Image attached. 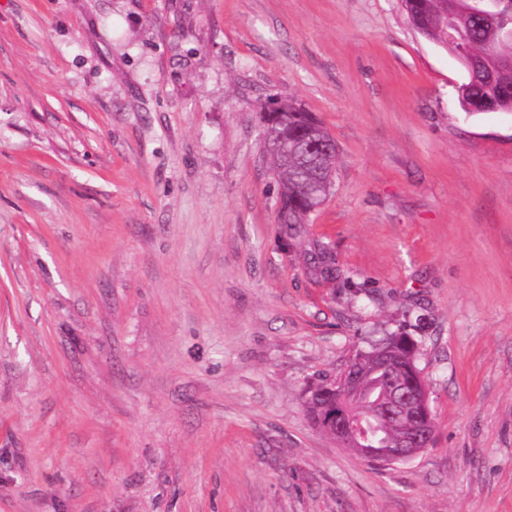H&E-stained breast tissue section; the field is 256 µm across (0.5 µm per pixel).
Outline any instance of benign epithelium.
Returning <instances> with one entry per match:
<instances>
[{
    "label": "benign epithelium",
    "instance_id": "obj_1",
    "mask_svg": "<svg viewBox=\"0 0 512 512\" xmlns=\"http://www.w3.org/2000/svg\"><path fill=\"white\" fill-rule=\"evenodd\" d=\"M453 8L471 15L483 29L485 43L490 45L512 32L505 29L504 19L512 17V0H454ZM461 42L458 62L466 71L482 69L489 80L503 89L512 88V64L497 63L488 55H479L469 38L450 31ZM400 339H387L371 352L377 363L388 366L397 355ZM364 369L362 360H351L338 379L314 392L317 410V428L344 447L355 445V452L365 457H378L388 463L407 461L430 446L434 427L429 417L428 393L420 371H414V388L408 391L400 386L385 384L376 396L361 387ZM364 417L379 422L392 419L404 421L407 430L387 448H367L358 439V423Z\"/></svg>",
    "mask_w": 512,
    "mask_h": 512
}]
</instances>
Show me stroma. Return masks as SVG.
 Returning a JSON list of instances; mask_svg holds the SVG:
<instances>
[{
    "instance_id": "obj_1",
    "label": "stroma",
    "mask_w": 512,
    "mask_h": 512,
    "mask_svg": "<svg viewBox=\"0 0 512 512\" xmlns=\"http://www.w3.org/2000/svg\"><path fill=\"white\" fill-rule=\"evenodd\" d=\"M402 0H0V512H512V112ZM337 145L277 221L261 109ZM417 342L430 447L307 391Z\"/></svg>"
}]
</instances>
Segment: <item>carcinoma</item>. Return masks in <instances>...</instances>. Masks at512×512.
I'll return each mask as SVG.
<instances>
[{
    "label": "carcinoma",
    "instance_id": "1",
    "mask_svg": "<svg viewBox=\"0 0 512 512\" xmlns=\"http://www.w3.org/2000/svg\"><path fill=\"white\" fill-rule=\"evenodd\" d=\"M404 3L417 31L448 48V30L441 25L443 0H404ZM456 95L462 110L475 113L490 101L500 106L512 104V92L501 93L497 86L475 82L467 76L456 86ZM284 103L288 104V111L269 112L267 118L279 139L277 144L268 142L270 167L278 184L277 216L279 223L288 228L307 223L314 204L327 198L332 183H324L327 179L324 169L335 167L336 144L322 124L292 98H284ZM367 354L366 350L360 352L366 366L363 385L372 391L376 388L375 372L379 371V365ZM398 365L399 370L392 374V379L409 383L410 372L417 363L404 352Z\"/></svg>",
    "mask_w": 512,
    "mask_h": 512
}]
</instances>
